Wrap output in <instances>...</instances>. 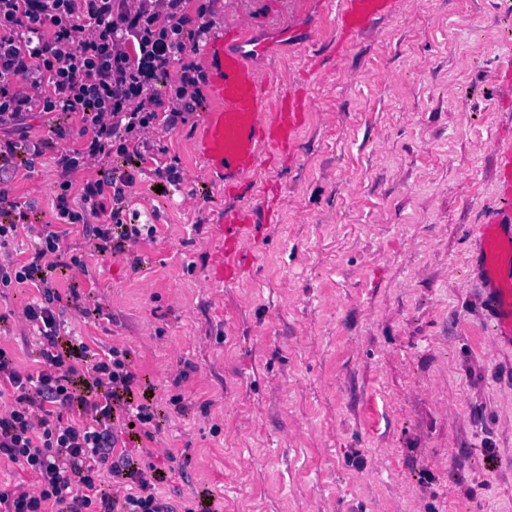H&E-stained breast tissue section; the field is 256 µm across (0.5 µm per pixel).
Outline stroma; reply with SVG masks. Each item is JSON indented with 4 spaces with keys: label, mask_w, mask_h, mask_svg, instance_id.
Wrapping results in <instances>:
<instances>
[{
    "label": "stroma",
    "mask_w": 512,
    "mask_h": 512,
    "mask_svg": "<svg viewBox=\"0 0 512 512\" xmlns=\"http://www.w3.org/2000/svg\"><path fill=\"white\" fill-rule=\"evenodd\" d=\"M210 8L311 99L294 158L254 176L276 218L213 281L225 198L193 150L201 118L150 131L182 177L165 196L137 178L131 210L159 237L103 259L72 232L86 267L56 286L101 312L63 307L62 331L129 349L157 399L189 402L152 457L186 465L160 488L177 512L203 489L224 512H512V346L491 344L475 271L478 226L504 203L512 7L400 0L341 56L332 0ZM59 181L46 158L12 194L51 223ZM496 167L503 195L510 199L512 197V145L506 148L499 147L496 150Z\"/></svg>",
    "instance_id": "obj_1"
}]
</instances>
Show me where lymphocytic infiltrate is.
Masks as SVG:
<instances>
[{"mask_svg":"<svg viewBox=\"0 0 512 512\" xmlns=\"http://www.w3.org/2000/svg\"><path fill=\"white\" fill-rule=\"evenodd\" d=\"M211 29L207 5L191 17L184 0H0V249L38 236L28 258L0 262V288L38 291L22 315L40 344L34 373L0 344V458L34 479L32 490L0 491V512H174L158 493L172 469L134 459L121 445L156 440L186 405L178 396L156 401L128 349L97 352L61 334L55 305L78 292L61 295L56 278L81 264L66 257L69 227L93 237L102 258L156 238V225L126 221L136 175L152 163L163 183L176 187L181 178L173 165H156L143 139L205 111L209 79L195 57ZM34 112L48 130L35 141ZM75 120L79 144L55 159L61 182L53 207L63 228L35 231L30 203L11 198L8 184L69 139ZM108 158L124 171L78 180Z\"/></svg>","mask_w":512,"mask_h":512,"instance_id":"lymphocytic-infiltrate-1","label":"lymphocytic infiltrate"}]
</instances>
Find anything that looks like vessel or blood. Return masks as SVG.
<instances>
[{
    "mask_svg": "<svg viewBox=\"0 0 512 512\" xmlns=\"http://www.w3.org/2000/svg\"><path fill=\"white\" fill-rule=\"evenodd\" d=\"M397 0H336L338 48H346L372 32L391 15ZM210 91L216 100L194 134V149L211 175L226 190L251 197L253 176L262 165L294 156L310 100L307 94L275 90L270 77L255 70L262 45L249 42L243 29L218 34L206 45ZM496 167L505 197H512V145L498 148ZM268 208L225 209L213 230L222 246L214 269L217 279L234 276L247 260L246 233L270 222ZM476 267L485 282L484 299L497 333L494 343L512 342V209L486 215L479 227Z\"/></svg>",
    "mask_w": 512,
    "mask_h": 512,
    "instance_id": "b4317fda",
    "label": "vessel or blood"
}]
</instances>
